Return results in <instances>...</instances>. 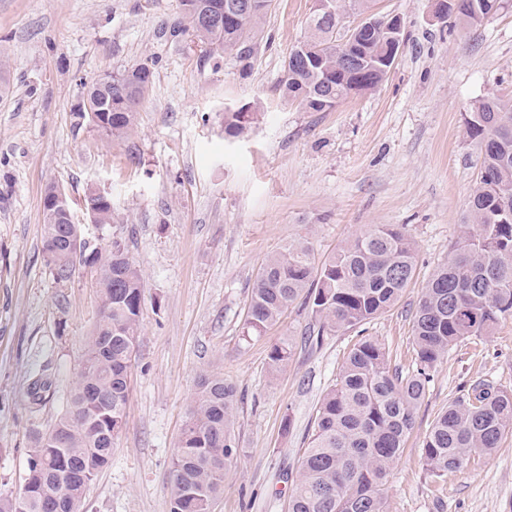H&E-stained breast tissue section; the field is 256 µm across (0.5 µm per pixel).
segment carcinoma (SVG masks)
<instances>
[{
	"label": "carcinoma",
	"mask_w": 512,
	"mask_h": 512,
	"mask_svg": "<svg viewBox=\"0 0 512 512\" xmlns=\"http://www.w3.org/2000/svg\"><path fill=\"white\" fill-rule=\"evenodd\" d=\"M236 0H180L185 31L211 53H251V43L271 0L233 13L217 28L199 22L206 11ZM492 0H448L444 19L478 26L491 18ZM372 0H332L328 23L308 19V35L289 52L280 79L283 95L310 112H329L352 94L377 89L386 72L376 67L390 32L378 21L356 50L347 48L345 19ZM105 93L88 86L90 107L72 113L73 126L91 122L90 113H112L104 135L131 136L132 102L141 82L153 78L140 63L115 72ZM252 112L224 114L232 137L254 122ZM468 138L482 154L477 186L468 201L460 238L422 288L412 318L414 362L391 364L380 343L360 339L350 350L314 417L309 446L300 462L288 512H388L384 488L426 395L431 372L461 341L489 336L512 317V100L488 97L465 118ZM67 227L43 220V250L54 278L66 281L80 265L95 268L100 319L88 336L79 381L67 409L34 439L35 468L29 488L0 497V512H73L90 477L112 459L124 427L129 371L140 335L144 286L139 270L118 240L102 250L76 252L60 246ZM416 272L413 243L398 226L377 224L351 238L319 264L304 242L287 245L260 268L251 290L244 333L260 336L302 298L319 317L317 337L351 329L391 309ZM295 341L272 345L268 368L288 367ZM236 388L222 374L201 378L170 468V512H211L224 494V475L242 449L234 431ZM512 430V390L479 381L435 419L422 444V459L437 479L493 453Z\"/></svg>",
	"instance_id": "carcinoma-1"
}]
</instances>
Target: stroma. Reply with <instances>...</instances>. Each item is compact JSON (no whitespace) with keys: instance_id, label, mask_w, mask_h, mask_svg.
<instances>
[{"instance_id":"1","label":"stroma","mask_w":512,"mask_h":512,"mask_svg":"<svg viewBox=\"0 0 512 512\" xmlns=\"http://www.w3.org/2000/svg\"><path fill=\"white\" fill-rule=\"evenodd\" d=\"M312 7L273 0L250 56L210 58L189 35L171 36L179 0H0L9 76L0 96V495L19 491L33 435L64 412L100 318L94 268L59 282L47 262L41 200L51 185L76 203L92 185L111 193V224L80 210L75 219L90 247L122 241L145 289L125 426L83 512H170L172 457L210 372L241 396L243 450L213 512H288L312 419L352 345L368 336L393 364L412 365L421 290L455 244L477 185L479 151L464 116L481 99L512 100V9L471 27L435 20L431 0H375L378 13L404 21L392 71L374 91L309 112L277 82ZM139 63L153 80L134 134L73 129L85 83ZM245 104L254 123L226 136L225 111ZM376 224L403 227L416 252L415 277L394 307L309 344L319 323L298 301L277 327L244 335L268 255L304 242L319 262ZM287 334L298 345L274 378L267 354ZM41 375L50 386L35 400ZM482 380L512 389V317L437 364L385 489L390 512H512V432L445 480L422 463L437 415Z\"/></svg>"}]
</instances>
